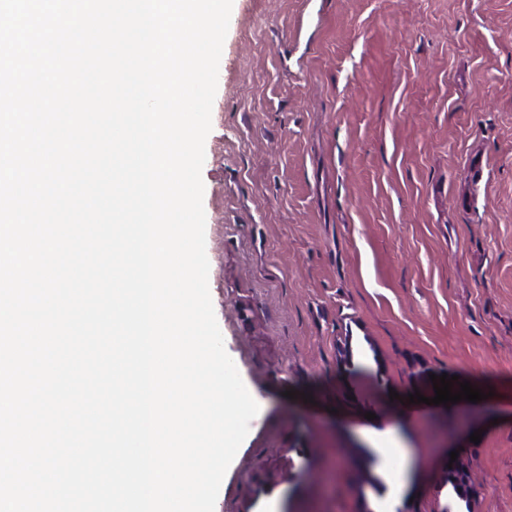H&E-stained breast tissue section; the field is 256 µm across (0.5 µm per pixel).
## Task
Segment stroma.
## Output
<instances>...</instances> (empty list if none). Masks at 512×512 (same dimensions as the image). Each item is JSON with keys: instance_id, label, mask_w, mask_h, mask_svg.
<instances>
[{"instance_id": "stroma-1", "label": "stroma", "mask_w": 512, "mask_h": 512, "mask_svg": "<svg viewBox=\"0 0 512 512\" xmlns=\"http://www.w3.org/2000/svg\"><path fill=\"white\" fill-rule=\"evenodd\" d=\"M211 122L215 512H512V0H233Z\"/></svg>"}]
</instances>
